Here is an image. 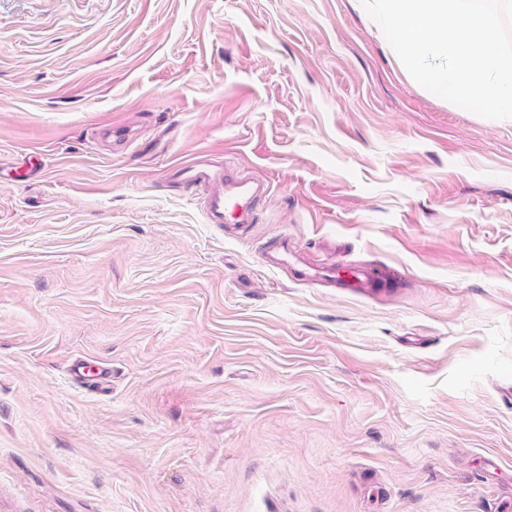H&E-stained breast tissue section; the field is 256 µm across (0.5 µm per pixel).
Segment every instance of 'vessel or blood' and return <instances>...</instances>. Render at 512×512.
Listing matches in <instances>:
<instances>
[{
  "mask_svg": "<svg viewBox=\"0 0 512 512\" xmlns=\"http://www.w3.org/2000/svg\"><path fill=\"white\" fill-rule=\"evenodd\" d=\"M175 174L187 186L205 190L203 212L210 224L222 225L230 219L241 226L253 223L256 205L267 191L265 179L239 176L226 163L208 160L203 152L197 158L181 164ZM295 252L294 244L284 239L266 253L263 261L267 266L278 269L288 265ZM307 273L311 276L334 274L336 283L351 293H360L377 285L372 272L358 266L339 268L333 264L311 265Z\"/></svg>",
  "mask_w": 512,
  "mask_h": 512,
  "instance_id": "b4317fda",
  "label": "vessel or blood"
}]
</instances>
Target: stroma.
Returning <instances> with one entry per match:
<instances>
[{
	"label": "stroma",
	"instance_id": "stroma-1",
	"mask_svg": "<svg viewBox=\"0 0 512 512\" xmlns=\"http://www.w3.org/2000/svg\"><path fill=\"white\" fill-rule=\"evenodd\" d=\"M219 148L236 238L171 175ZM0 512H512V120L353 0H0ZM296 253L297 250L294 244L288 238H284L274 249L266 253L263 257V262L267 266L280 269L288 265ZM338 275L333 276V280L339 283V288H345L346 291L351 293H361L368 290L369 288L377 287V280L372 272L363 267L358 266H344L336 267V264L331 263L329 265H307V271L304 275H326V273H332ZM343 273V275L340 274Z\"/></svg>",
	"mask_w": 512,
	"mask_h": 512
}]
</instances>
